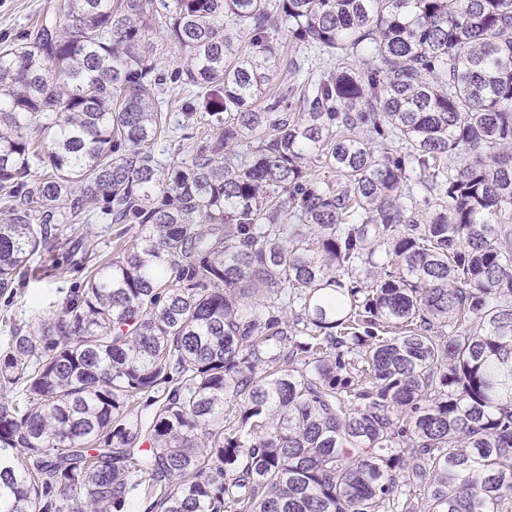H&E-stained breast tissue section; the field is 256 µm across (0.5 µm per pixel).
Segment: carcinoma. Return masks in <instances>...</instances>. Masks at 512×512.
<instances>
[{
    "label": "carcinoma",
    "mask_w": 512,
    "mask_h": 512,
    "mask_svg": "<svg viewBox=\"0 0 512 512\" xmlns=\"http://www.w3.org/2000/svg\"><path fill=\"white\" fill-rule=\"evenodd\" d=\"M282 32L333 69L270 91ZM0 213V293L87 269L0 351V512H512V0H57ZM180 83H170L168 81L167 85H165V93L164 97L172 100L171 109H169L168 114V122L170 129L174 131V133H169L168 137H164L162 139H158L153 147L152 153L160 160H166L172 157V152L174 151V144L177 140H179V136L182 131L180 129V124L183 121V114L185 112L182 109V103L187 100L189 93L188 88H184L185 86H179ZM92 224L93 232L97 235V249L101 258L106 259L117 256L119 252L118 245L123 240H118L116 233H118L121 228L127 227L130 224H109V221L101 217L92 221Z\"/></svg>",
    "instance_id": "carcinoma-1"
}]
</instances>
